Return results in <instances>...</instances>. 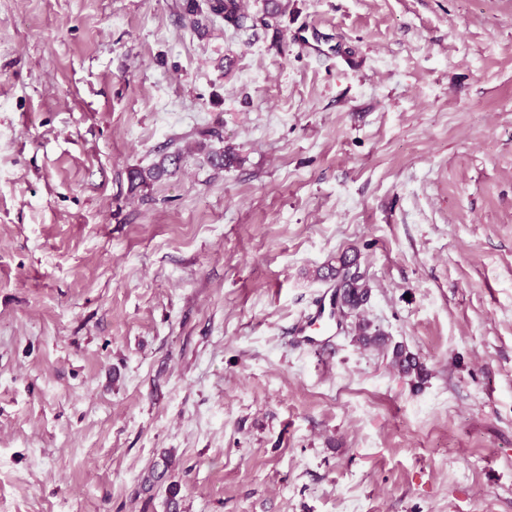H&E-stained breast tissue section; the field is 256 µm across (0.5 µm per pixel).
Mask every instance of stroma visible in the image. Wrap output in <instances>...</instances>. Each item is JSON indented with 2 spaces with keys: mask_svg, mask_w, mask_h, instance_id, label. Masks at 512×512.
Here are the masks:
<instances>
[{
  "mask_svg": "<svg viewBox=\"0 0 512 512\" xmlns=\"http://www.w3.org/2000/svg\"><path fill=\"white\" fill-rule=\"evenodd\" d=\"M179 3L0 0V512H512V0ZM202 1V4L200 3ZM182 0L179 7L185 17H188L194 30L201 31L203 19L210 16L221 17L224 22L237 28L242 27L247 19L242 12L241 0ZM205 6V11L203 9ZM222 14V16H220ZM201 139L197 142L200 152H204L206 160L211 167L218 170L231 167L238 160L237 154L231 146H223L222 148H213L210 144L212 138L221 140L219 132L215 130H203L199 132ZM181 153L163 155L148 168L135 169L131 172V189L147 186L165 175H171L180 168ZM339 266L329 267L325 277L336 278L342 282V294L340 298V306L349 311L357 310L366 301L369 294V286L361 277H353L347 284H344V277L353 260L347 259L346 256L339 258ZM333 322L336 323V296L334 299L330 298L329 306L326 309L325 297H322L318 302L316 311L311 317L308 318L306 324L298 327V333L304 335V341L312 345L316 341L312 335H326L332 332ZM308 328L317 330L318 334H306ZM391 364L399 373L414 376L418 382H422L427 376V370L418 358L400 345L392 349Z\"/></svg>",
  "mask_w": 512,
  "mask_h": 512,
  "instance_id": "obj_1",
  "label": "stroma"
}]
</instances>
